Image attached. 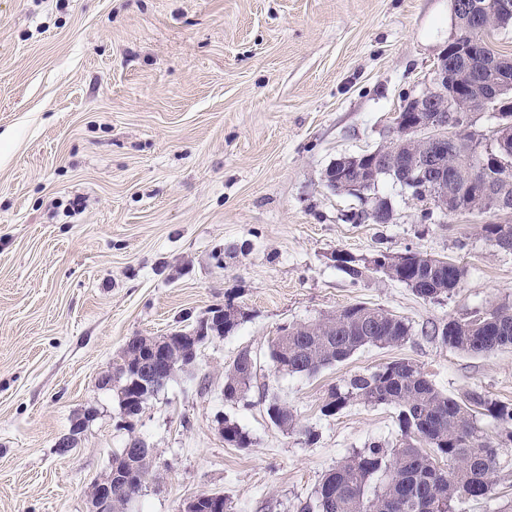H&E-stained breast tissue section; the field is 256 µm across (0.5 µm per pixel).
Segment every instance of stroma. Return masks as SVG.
<instances>
[{
  "instance_id": "1",
  "label": "stroma",
  "mask_w": 512,
  "mask_h": 512,
  "mask_svg": "<svg viewBox=\"0 0 512 512\" xmlns=\"http://www.w3.org/2000/svg\"><path fill=\"white\" fill-rule=\"evenodd\" d=\"M453 33L451 0H0V512H88L132 434L156 459L128 512H177L202 492L232 512H296L341 458L398 440L394 406L321 408L402 357L448 395L512 404V348L469 354L432 335L512 305V251L482 230L496 215L424 222L423 203L384 178L391 222H360L361 200L325 184L337 159L389 141ZM408 249L459 261V287L425 301L381 276L355 286L335 260ZM356 303L406 318L411 339L312 376L274 372L280 326ZM228 304L245 319L125 428L99 380L129 338L192 329ZM244 350L257 379L247 402L225 401ZM270 389L295 431L269 420ZM89 407L97 418L59 453ZM223 417L248 447L224 443ZM477 425L500 445L497 477L456 512H504L512 440L490 417Z\"/></svg>"
}]
</instances>
